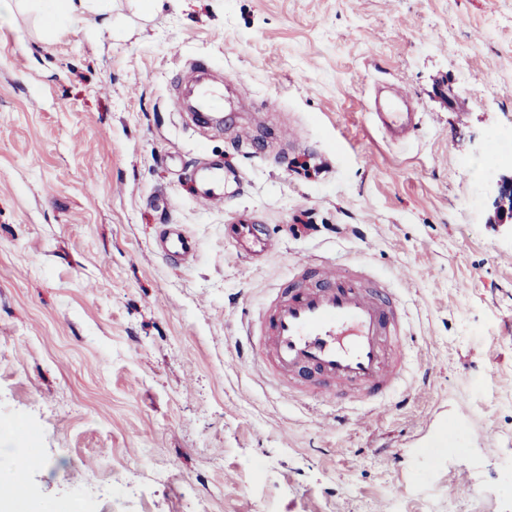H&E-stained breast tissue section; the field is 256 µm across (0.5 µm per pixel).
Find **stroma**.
Here are the masks:
<instances>
[{"instance_id": "1", "label": "stroma", "mask_w": 512, "mask_h": 512, "mask_svg": "<svg viewBox=\"0 0 512 512\" xmlns=\"http://www.w3.org/2000/svg\"><path fill=\"white\" fill-rule=\"evenodd\" d=\"M0 13V512H512V0H107L112 26ZM198 58L222 129L172 98ZM409 96L391 140L379 88ZM235 172L223 208L190 171ZM311 235L291 232L297 216ZM278 244L239 258L224 226ZM180 224L198 252L157 250ZM363 262L402 296L406 370L372 424L328 429L237 351L301 254ZM455 455H447V446ZM133 483L115 497L111 487ZM377 114L385 129L397 131L403 138L410 136L415 128L411 125H405L402 113L396 112L392 105H388L385 112H378ZM498 192L493 198L496 223L508 225L512 228V210L503 206V202L512 197V173L510 176H502L498 183Z\"/></svg>"}]
</instances>
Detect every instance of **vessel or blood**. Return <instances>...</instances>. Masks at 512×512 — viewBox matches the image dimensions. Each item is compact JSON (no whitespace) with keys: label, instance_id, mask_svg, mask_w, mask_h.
<instances>
[{"label":"vessel or blood","instance_id":"vessel-or-blood-1","mask_svg":"<svg viewBox=\"0 0 512 512\" xmlns=\"http://www.w3.org/2000/svg\"><path fill=\"white\" fill-rule=\"evenodd\" d=\"M227 176L217 161L192 172L196 200L223 206ZM224 236L244 258L258 261L276 244L248 220L225 225ZM168 256L189 261L196 241L183 227L165 235ZM403 304L364 265L300 258L293 278L273 289L243 327L238 345L257 372L287 401L311 398L342 408L335 421L368 420L387 404L404 369Z\"/></svg>","mask_w":512,"mask_h":512}]
</instances>
